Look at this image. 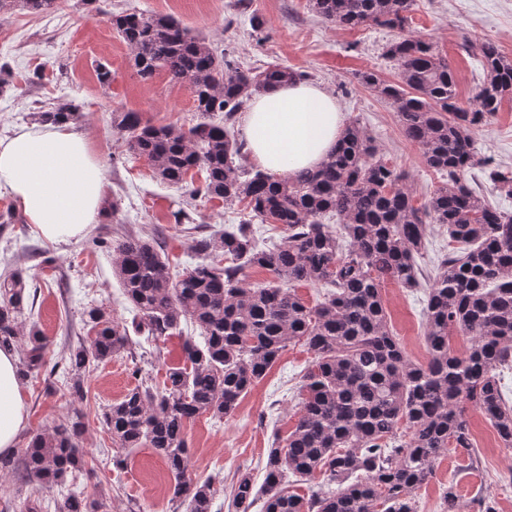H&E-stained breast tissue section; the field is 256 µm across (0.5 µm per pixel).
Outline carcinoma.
<instances>
[{"instance_id": "1", "label": "carcinoma", "mask_w": 512, "mask_h": 512, "mask_svg": "<svg viewBox=\"0 0 512 512\" xmlns=\"http://www.w3.org/2000/svg\"><path fill=\"white\" fill-rule=\"evenodd\" d=\"M415 0H309L310 9L340 29L377 25L405 30ZM58 0H0V16L16 10L49 14ZM112 29L128 44L136 74L149 81L165 71L189 86L199 122L187 130L142 121L137 112L112 113L127 149L146 161L154 177L191 198L244 204L250 219L193 240L201 261L170 272L168 256L152 241L123 235L112 240L115 275L136 312L134 331L158 342L186 321L199 337L183 341V362L166 369L162 385L148 375L107 405L102 422L122 448L147 445L173 478L172 500L187 512H212L213 489L187 475V423L209 414L222 419L260 382L291 345L314 354L303 375L295 425L274 434L262 485L249 471L232 484L235 512H418L413 492L428 483L448 449H463L478 463L466 410L475 407L512 448V402L501 373L512 371V212L490 202L470 182L483 172L497 196L512 198V169L483 156L474 130L512 100V58L492 42L463 43L483 70L467 104L456 78L433 45L403 35L385 46L399 81L378 72L360 82L391 102L406 140L426 166L444 176L429 198L416 203L409 175L389 162L356 120L332 156L293 178H277L248 162L234 134L236 116L253 97L303 77L286 66L241 71L209 40L166 14L119 13ZM78 105L61 100L32 119L42 125L75 123ZM205 174L200 184L191 171ZM337 217L335 225L325 219ZM281 224L285 235L261 246L254 223ZM448 232V251L423 276L417 258L428 229ZM272 279L250 285L248 268ZM387 282L424 292L426 360L410 359L390 328L382 297ZM29 275L17 261L0 276V349L21 351L18 377L39 371L45 339L26 315ZM325 288L314 305L295 291ZM90 341L64 348L60 368L71 403L87 401V367L127 351V327L99 307L86 311ZM468 338L465 353L453 335ZM79 412L30 437L22 476L42 488L59 487L82 468L76 440ZM322 482L301 496L290 478ZM102 512V502L75 493L46 503L25 500L15 512Z\"/></svg>"}]
</instances>
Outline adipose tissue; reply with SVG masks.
Listing matches in <instances>:
<instances>
[{
  "instance_id": "adipose-tissue-1",
  "label": "adipose tissue",
  "mask_w": 512,
  "mask_h": 512,
  "mask_svg": "<svg viewBox=\"0 0 512 512\" xmlns=\"http://www.w3.org/2000/svg\"><path fill=\"white\" fill-rule=\"evenodd\" d=\"M344 116L321 86L292 82L256 96L242 117L250 161L271 175L293 176L334 150ZM9 191L27 223L66 243L98 223L104 172L86 138L70 125L21 129L0 139V190ZM14 352L0 350V455L14 452L27 419Z\"/></svg>"
}]
</instances>
